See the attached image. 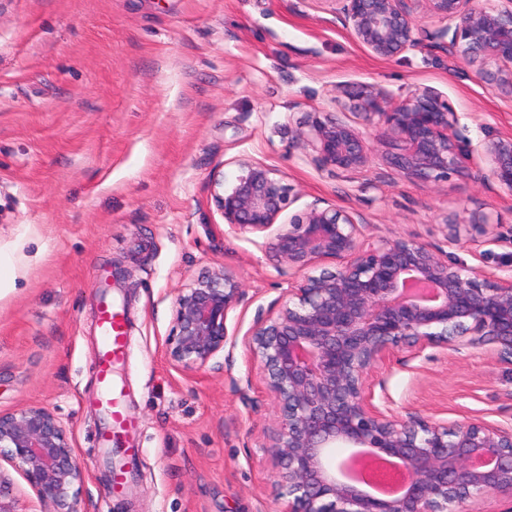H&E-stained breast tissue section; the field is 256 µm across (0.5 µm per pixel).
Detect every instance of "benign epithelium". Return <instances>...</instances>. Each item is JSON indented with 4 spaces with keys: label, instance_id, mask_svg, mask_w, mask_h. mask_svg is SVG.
<instances>
[{
    "label": "benign epithelium",
    "instance_id": "obj_1",
    "mask_svg": "<svg viewBox=\"0 0 512 512\" xmlns=\"http://www.w3.org/2000/svg\"><path fill=\"white\" fill-rule=\"evenodd\" d=\"M349 36L389 60L425 41L453 60L477 64L468 77L512 95V0H330ZM441 25L419 26L418 17ZM363 120L393 140L390 164L432 183L469 168L474 156L512 193V135L464 149L457 113L435 90L415 88L393 101L365 83L338 89ZM320 170L358 171L372 162L370 133L336 117L309 114L299 134ZM229 185L213 178L212 201L235 232L296 279L245 338L279 407L266 446L275 485L288 489L286 512H455L485 494L512 496V426L470 420L448 426L399 418L374 402L370 372L395 351L488 346L512 363V274L466 268L448 253L414 240L363 239L362 215L317 198L282 219L295 200L276 170L239 163ZM238 275L209 268L179 289L164 342L167 360L184 372L204 367L230 342L227 317L243 300ZM338 448H362L398 460L408 478L395 496H380L336 476ZM19 470L53 512H76L86 465L69 430L48 408L0 412V461Z\"/></svg>",
    "mask_w": 512,
    "mask_h": 512
}]
</instances>
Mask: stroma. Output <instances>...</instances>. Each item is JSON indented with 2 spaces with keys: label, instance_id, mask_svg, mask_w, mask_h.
Here are the masks:
<instances>
[{
  "label": "stroma",
  "instance_id": "obj_1",
  "mask_svg": "<svg viewBox=\"0 0 512 512\" xmlns=\"http://www.w3.org/2000/svg\"><path fill=\"white\" fill-rule=\"evenodd\" d=\"M352 81L395 99L436 90L464 141L512 135V98L426 44L373 56L329 0H0V411L42 405L66 424L88 464L79 512L287 508L263 453L279 409L244 338L295 274L230 231L211 201L214 172L230 181L240 161L260 162L292 186V211L325 198L359 211L367 239H411L468 267L512 270V193L485 164L426 185L400 176L393 146L376 138L365 170L311 163L299 123L316 112L361 126L336 94ZM477 213L493 224L475 242ZM213 266L236 272L245 297L228 314L223 356L186 373L163 352L175 296ZM105 296L128 321L113 395L135 419L133 457L105 456L97 437ZM371 380L402 417L512 423V365L486 346L402 350ZM112 464L127 473L118 494L104 481Z\"/></svg>",
  "mask_w": 512,
  "mask_h": 512
}]
</instances>
